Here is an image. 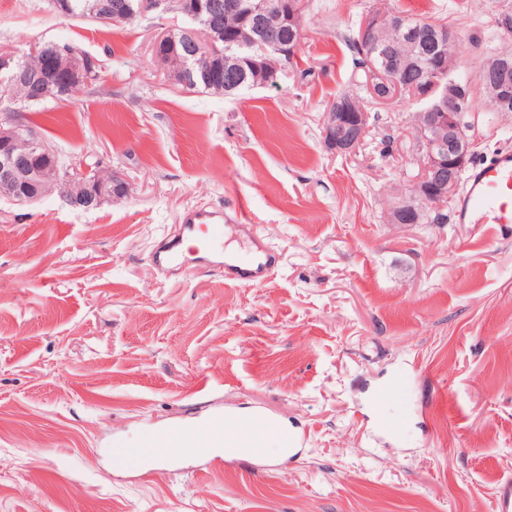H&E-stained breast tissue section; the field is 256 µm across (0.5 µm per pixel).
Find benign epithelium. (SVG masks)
I'll list each match as a JSON object with an SVG mask.
<instances>
[{"instance_id":"1","label":"benign epithelium","mask_w":512,"mask_h":512,"mask_svg":"<svg viewBox=\"0 0 512 512\" xmlns=\"http://www.w3.org/2000/svg\"><path fill=\"white\" fill-rule=\"evenodd\" d=\"M304 2L302 0H195L192 15L204 20L213 31L212 40L219 39L224 29V15L232 12L250 23L254 33L266 32V19L272 12L280 13L283 23L290 28L302 26ZM171 12L166 0H137L135 15ZM394 29L400 32L405 47L406 67L416 66L421 55L420 36L402 33L401 23L388 18L385 11L371 10L365 15L361 27L362 38L374 43L379 60L368 62L373 98L386 100L396 94H408L428 103L422 112L413 113V130L416 136V160L421 176L409 191V196L391 207L393 224H418L424 220L431 224L443 221L440 207L453 200L458 193L462 172L474 153L475 141L469 135L470 126L462 118L472 85L457 77L462 64L461 42L453 30L428 29L434 47L443 50L448 46L454 55L448 62L445 87L434 86L424 90L416 81L399 77L391 66L381 59L391 55L390 41L386 34ZM257 39L241 42L224 37V90L232 91L245 80L253 87L266 86L262 78L266 73L269 49L280 55L293 57L296 45L291 42H271L264 37L266 47L262 53L252 52ZM46 73L61 79L69 86H78L86 79L77 67L61 64L56 57L43 59ZM480 89L487 97L492 112H512V57L497 53L482 66ZM370 112L357 97L337 100L333 109L324 113L325 142L339 152L354 150L363 140L369 127ZM51 145L32 127L18 124L10 112L0 113V197H7L20 204L36 202L55 191L59 183L69 185L63 193L74 206L91 208L104 199L121 197L127 185L117 174L109 181L101 180L108 172L102 165L91 166L86 159L74 156L69 159L71 173L62 174L53 160Z\"/></svg>"}]
</instances>
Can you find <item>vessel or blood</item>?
I'll return each mask as SVG.
<instances>
[{"label":"vessel or blood","instance_id":"1","mask_svg":"<svg viewBox=\"0 0 512 512\" xmlns=\"http://www.w3.org/2000/svg\"><path fill=\"white\" fill-rule=\"evenodd\" d=\"M457 224H494L512 232V151L503 150L478 162L466 177L463 192L453 215ZM241 231L250 235L246 253L224 254L217 242L224 231V213L217 209L190 208L180 221L182 236L200 239L198 262L224 277L225 281L257 286L266 282L278 267L279 255L270 245L252 237V227L241 224ZM179 239L161 241L155 250V261L165 270L180 269ZM160 438L147 436L134 446L117 442L112 459L116 466L139 468L156 454Z\"/></svg>","mask_w":512,"mask_h":512}]
</instances>
